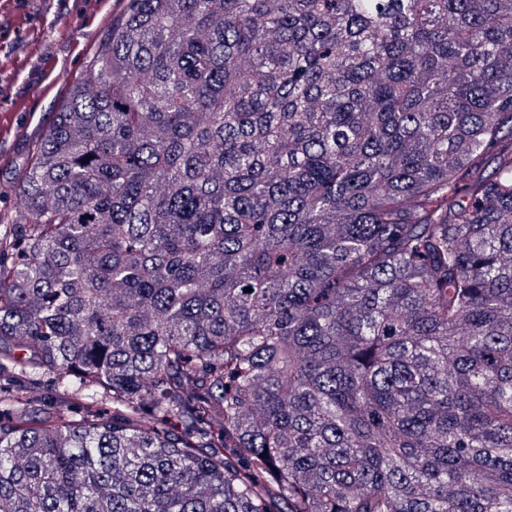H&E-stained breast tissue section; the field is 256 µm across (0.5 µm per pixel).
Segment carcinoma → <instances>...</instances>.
Masks as SVG:
<instances>
[{
  "label": "carcinoma",
  "instance_id": "cac0c4a2",
  "mask_svg": "<svg viewBox=\"0 0 512 512\" xmlns=\"http://www.w3.org/2000/svg\"><path fill=\"white\" fill-rule=\"evenodd\" d=\"M118 2L0 216V512H512V0Z\"/></svg>",
  "mask_w": 512,
  "mask_h": 512
}]
</instances>
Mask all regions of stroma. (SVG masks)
<instances>
[{
    "label": "stroma",
    "instance_id": "1",
    "mask_svg": "<svg viewBox=\"0 0 512 512\" xmlns=\"http://www.w3.org/2000/svg\"><path fill=\"white\" fill-rule=\"evenodd\" d=\"M117 0H30L26 9H11L0 0V113L22 109L24 131L0 143V212L16 201V167L25 166L31 150L59 111L65 94L59 73L79 77L91 49L107 34Z\"/></svg>",
    "mask_w": 512,
    "mask_h": 512
}]
</instances>
